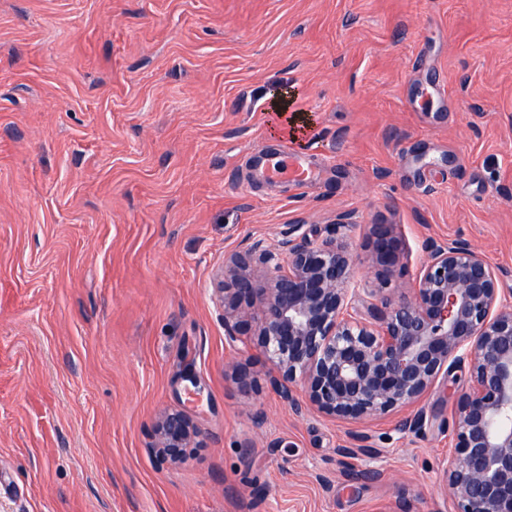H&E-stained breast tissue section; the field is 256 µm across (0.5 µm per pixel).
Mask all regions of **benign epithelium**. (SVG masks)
Masks as SVG:
<instances>
[{
    "instance_id": "7a95c632",
    "label": "benign epithelium",
    "mask_w": 512,
    "mask_h": 512,
    "mask_svg": "<svg viewBox=\"0 0 512 512\" xmlns=\"http://www.w3.org/2000/svg\"><path fill=\"white\" fill-rule=\"evenodd\" d=\"M347 216L313 242L289 224L270 244L254 238L215 270L212 296L231 345L248 336L269 365L268 383L301 415L310 407L340 419L365 421L418 404L436 381L464 366L469 386L455 403L454 453L442 481L454 512H512V303L499 277L464 242L432 240L412 296L379 298L371 320L352 312L353 261L341 229ZM372 264L382 283L407 253L394 224L373 226ZM427 414L401 421L421 435ZM150 448L176 466L199 446L198 431L180 409L154 422ZM359 451L380 454L355 433Z\"/></svg>"
}]
</instances>
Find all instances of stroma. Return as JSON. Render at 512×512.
<instances>
[{
	"label": "stroma",
	"mask_w": 512,
	"mask_h": 512,
	"mask_svg": "<svg viewBox=\"0 0 512 512\" xmlns=\"http://www.w3.org/2000/svg\"><path fill=\"white\" fill-rule=\"evenodd\" d=\"M279 95L303 136L273 135ZM285 145L308 186L258 166ZM341 214L359 315L411 295L430 239L512 301V0H0V512H453L466 370L420 436L295 416L233 372L268 365L225 341L216 267ZM376 224L409 248L384 285ZM170 408L199 431L176 466L148 448ZM357 431L380 456H339Z\"/></svg>",
	"instance_id": "stroma-1"
}]
</instances>
